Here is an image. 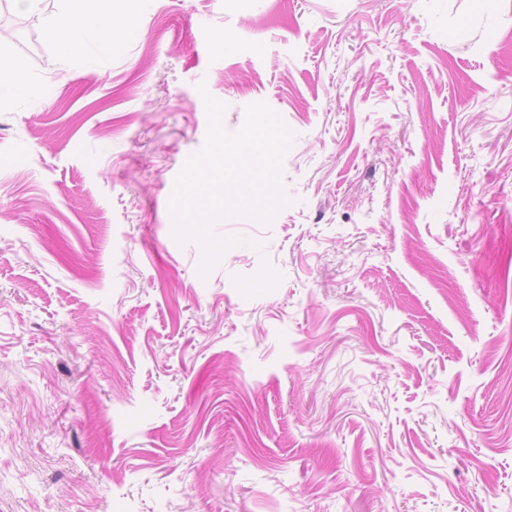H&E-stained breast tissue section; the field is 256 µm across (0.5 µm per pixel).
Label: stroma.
Returning a JSON list of instances; mask_svg holds the SVG:
<instances>
[{
  "mask_svg": "<svg viewBox=\"0 0 512 512\" xmlns=\"http://www.w3.org/2000/svg\"><path fill=\"white\" fill-rule=\"evenodd\" d=\"M134 10L0 46V512H512V0ZM201 83L295 134L204 277ZM49 24L55 35L63 38V48L75 57L82 56L87 41L100 45H112L115 41L111 24H93L81 10L75 9L52 16ZM26 65H21L17 59H11L6 66H0V87L10 90L21 89L24 94L33 92L28 80Z\"/></svg>",
  "mask_w": 512,
  "mask_h": 512,
  "instance_id": "obj_1",
  "label": "stroma"
}]
</instances>
